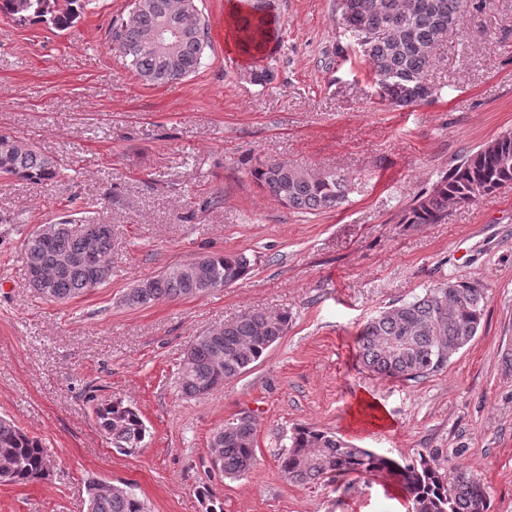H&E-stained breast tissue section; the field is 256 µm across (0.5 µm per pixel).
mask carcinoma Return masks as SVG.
Listing matches in <instances>:
<instances>
[{
    "label": "carcinoma",
    "mask_w": 512,
    "mask_h": 512,
    "mask_svg": "<svg viewBox=\"0 0 512 512\" xmlns=\"http://www.w3.org/2000/svg\"><path fill=\"white\" fill-rule=\"evenodd\" d=\"M93 0H0V14L21 22L50 23L65 31ZM200 0H133L128 18L112 20L109 48L145 83L165 85L196 73L208 47V25ZM486 0H349L338 23L351 35L371 66L382 99L408 107L433 99L424 82L445 38L457 33L470 9ZM235 37L241 55L252 61L245 76L257 85L272 80L259 62L279 43L275 0H240ZM166 21L177 25L180 38L172 54L152 45L155 31ZM0 174L47 183L62 175L56 161L31 145L0 134ZM257 184L274 198L301 213L334 209L344 202L347 181L334 174H313L283 162H267L253 171ZM512 183V133L497 136L464 159L433 186L401 219L403 224H436L448 205H472L479 197ZM94 216L66 215L31 233L23 244L29 282L39 299L64 303L112 279V225L100 224L95 235L71 232L75 224H94ZM252 270L244 253L200 252L142 280L124 295L129 307H148L161 299L206 294L232 285ZM485 296L478 285L449 280L410 301L382 310L357 337L358 357L377 376L416 380L443 368L478 333ZM286 311L252 310L205 332L190 343L181 363L178 388L188 397H204L251 368L285 334ZM97 422L124 453L141 446L146 426L134 408L120 401L95 407ZM219 448L224 475L241 477L256 464L255 428L251 418L224 423L212 436ZM52 457L40 439L12 421L0 418V471L4 481L25 485L49 475ZM282 475L305 484L332 473L397 475L409 498L411 512H490L485 485L459 466L446 467L435 458L399 462L367 448H357L335 434L300 426L279 456ZM87 512H149L131 484L115 490L98 480L86 485Z\"/></svg>",
    "instance_id": "cac0c4a2"
}]
</instances>
